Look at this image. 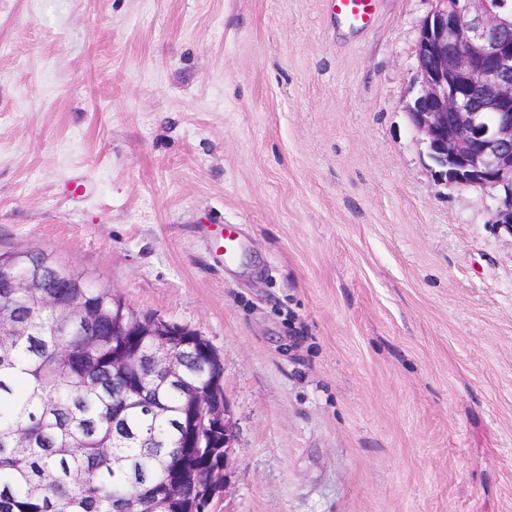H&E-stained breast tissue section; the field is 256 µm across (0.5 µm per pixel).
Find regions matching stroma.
Returning a JSON list of instances; mask_svg holds the SVG:
<instances>
[{"label":"stroma","mask_w":512,"mask_h":512,"mask_svg":"<svg viewBox=\"0 0 512 512\" xmlns=\"http://www.w3.org/2000/svg\"><path fill=\"white\" fill-rule=\"evenodd\" d=\"M431 7L0 0V252L209 340V512H512V234L409 123ZM336 16L352 26L366 28L371 24L375 0H329ZM24 261L26 268L39 272L48 283H52L63 270L49 257V255L42 252L33 251L27 253Z\"/></svg>","instance_id":"stroma-1"}]
</instances>
